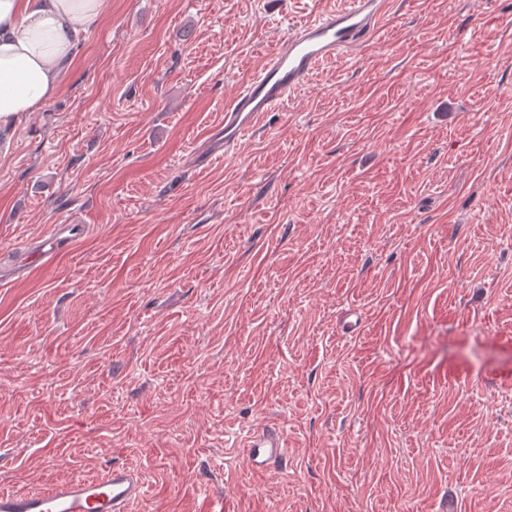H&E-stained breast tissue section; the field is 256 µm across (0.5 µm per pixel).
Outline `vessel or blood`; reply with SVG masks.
<instances>
[{
  "label": "vessel or blood",
  "mask_w": 512,
  "mask_h": 512,
  "mask_svg": "<svg viewBox=\"0 0 512 512\" xmlns=\"http://www.w3.org/2000/svg\"><path fill=\"white\" fill-rule=\"evenodd\" d=\"M385 0H348L298 26L224 111V143L233 145L268 112L284 104L321 62L356 49L371 36ZM253 468L265 471L285 458L283 433L257 429L246 442ZM145 495L139 474L109 467L103 476L78 477L44 491L0 489V512H131Z\"/></svg>",
  "instance_id": "b4317fda"
}]
</instances>
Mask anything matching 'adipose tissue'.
Masks as SVG:
<instances>
[{
    "label": "adipose tissue",
    "instance_id": "obj_1",
    "mask_svg": "<svg viewBox=\"0 0 512 512\" xmlns=\"http://www.w3.org/2000/svg\"><path fill=\"white\" fill-rule=\"evenodd\" d=\"M105 0H0V131L56 94L62 67Z\"/></svg>",
    "mask_w": 512,
    "mask_h": 512
}]
</instances>
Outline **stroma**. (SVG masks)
I'll list each match as a JSON object with an SVG mask.
<instances>
[{
  "label": "stroma",
  "instance_id": "1",
  "mask_svg": "<svg viewBox=\"0 0 512 512\" xmlns=\"http://www.w3.org/2000/svg\"><path fill=\"white\" fill-rule=\"evenodd\" d=\"M345 0H106L0 149V489L134 512H512V0H388L219 157ZM87 231L50 261L32 246ZM282 430L280 467L242 446ZM385 0H350L298 26L224 110V147L234 145L284 104L321 62L356 49L375 30ZM144 495L137 472L110 466L101 477H78L44 491L0 489V512H130Z\"/></svg>",
  "mask_w": 512,
  "mask_h": 512
}]
</instances>
